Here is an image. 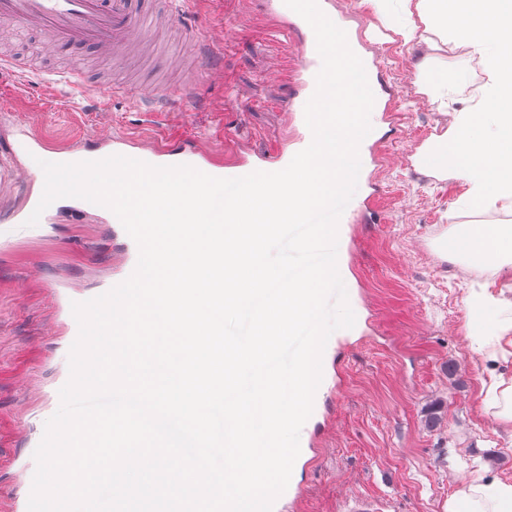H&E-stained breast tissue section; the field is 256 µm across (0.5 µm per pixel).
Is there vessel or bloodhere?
Segmentation results:
<instances>
[{
	"label": "vessel or blood",
	"mask_w": 512,
	"mask_h": 512,
	"mask_svg": "<svg viewBox=\"0 0 512 512\" xmlns=\"http://www.w3.org/2000/svg\"><path fill=\"white\" fill-rule=\"evenodd\" d=\"M267 7L278 28L298 38V64L294 73L296 93L289 100L287 110L301 123L305 120V105L316 89V76L322 67L316 37L311 26L287 7L284 0H267ZM0 18L13 22L21 29L36 28L60 49L92 47L102 53L126 48L136 38L149 34L153 29L152 21L137 7L135 0H0ZM363 64L375 97L374 111H388L389 102L384 97L385 89L381 81L382 62L367 57ZM292 158V152L283 150L256 162L226 167L193 147H185L177 153L168 144L153 147L140 156L141 161L154 166L185 164L217 178L242 177L256 170L279 171ZM75 210L104 216L115 235L122 238L124 252L120 259V270L108 278L107 284L112 287L127 279L137 265L138 247L127 236L118 218L107 208L83 199L77 200ZM52 332L56 335L63 333L69 340H76L78 323L70 303L59 305ZM35 467V462L31 461L21 468L19 490L11 500L10 512H27Z\"/></svg>",
	"instance_id": "b4317fda"
}]
</instances>
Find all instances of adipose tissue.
<instances>
[{"instance_id": "1", "label": "adipose tissue", "mask_w": 512, "mask_h": 512, "mask_svg": "<svg viewBox=\"0 0 512 512\" xmlns=\"http://www.w3.org/2000/svg\"><path fill=\"white\" fill-rule=\"evenodd\" d=\"M373 15L404 40L426 45L414 65L418 93L452 111L447 131L420 152L419 161L447 168L463 187L461 201L486 210L512 207V0H365ZM445 51L441 62L436 51ZM482 66L483 82L470 93L465 69ZM475 264L512 266V224H470L450 241ZM489 295L467 300L469 335L494 336L500 346L488 360L505 356L512 334L491 319ZM448 512H512V481L492 478L460 487Z\"/></svg>"}]
</instances>
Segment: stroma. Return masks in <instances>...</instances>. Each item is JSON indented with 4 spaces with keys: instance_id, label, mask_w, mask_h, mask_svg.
<instances>
[{
    "instance_id": "stroma-1",
    "label": "stroma",
    "mask_w": 512,
    "mask_h": 512,
    "mask_svg": "<svg viewBox=\"0 0 512 512\" xmlns=\"http://www.w3.org/2000/svg\"><path fill=\"white\" fill-rule=\"evenodd\" d=\"M330 7L373 36L401 110L366 145L377 160L355 198H372L379 220L347 225L344 253V285L363 319L357 333L330 336L336 386L324 394L318 453L296 471L302 493L290 512H346L355 498L377 502L380 512H447L462 485L512 476V431L482 405L484 355L466 330V300L483 287L505 299L495 320L512 322V272L467 264L442 248L457 225L486 223L489 213L459 208L457 182L417 162L451 121L413 85L421 45L386 29L364 0ZM154 8L153 48L120 66L89 48L53 54L40 35L0 32V42L10 41L33 68L23 79L0 71V512L18 481L25 435L43 433L59 407L46 398L66 364L64 342L46 331L49 290L60 279L78 290L103 288L119 256L101 218L79 223L59 210L36 226L17 220L38 191L22 132L54 154L118 134L139 149L193 140L226 162L252 161L287 143L297 51L276 32L263 0H192L180 8L154 0ZM222 27L218 76L188 38L203 41ZM73 73L80 86L67 84ZM186 84L196 86L198 100H172L160 111L156 98ZM24 378L38 391L21 393ZM433 410L442 422L430 429Z\"/></svg>"
}]
</instances>
